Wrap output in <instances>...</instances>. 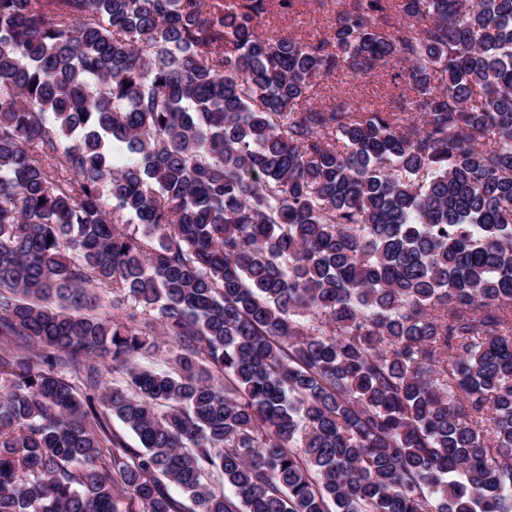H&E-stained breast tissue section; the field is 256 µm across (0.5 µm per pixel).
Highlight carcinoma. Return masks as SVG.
<instances>
[{"instance_id":"1","label":"carcinoma","mask_w":512,"mask_h":512,"mask_svg":"<svg viewBox=\"0 0 512 512\" xmlns=\"http://www.w3.org/2000/svg\"><path fill=\"white\" fill-rule=\"evenodd\" d=\"M268 5L0 0V512H512V0ZM341 0H325L322 5L302 1L298 9L290 14H280L277 6L263 16L259 32L266 36L293 33L301 37L322 36L336 21V14L342 9ZM307 3V4H306ZM320 94L314 96L307 106H334L340 102L353 103L360 107L380 108L399 112L401 95L407 96L406 85L392 78V71L381 69L375 78L350 76L331 77L320 81Z\"/></svg>"}]
</instances>
